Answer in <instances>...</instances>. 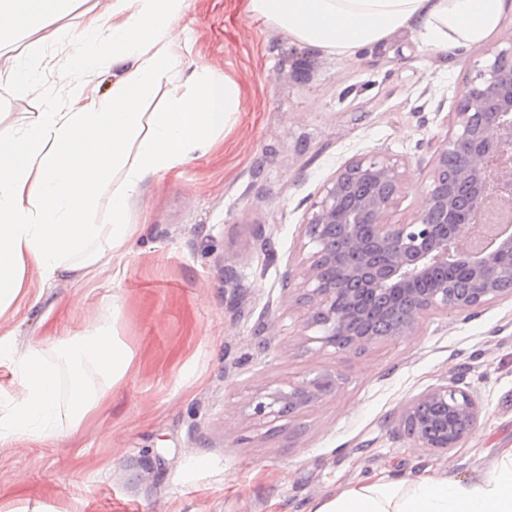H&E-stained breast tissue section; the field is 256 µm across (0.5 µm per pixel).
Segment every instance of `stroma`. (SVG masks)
Instances as JSON below:
<instances>
[{
  "mask_svg": "<svg viewBox=\"0 0 512 512\" xmlns=\"http://www.w3.org/2000/svg\"><path fill=\"white\" fill-rule=\"evenodd\" d=\"M111 22L108 0H75L47 15L53 40L28 29L0 58L40 51L46 100L16 97L0 75V132L48 106L68 84L108 95L122 66L82 67L84 12ZM168 53L180 64L143 106L159 112L173 84L211 75L239 90L234 124L212 148L161 172L126 214L137 230L88 282L42 284L37 305L9 323L16 351L36 337L79 336L108 320L133 360L125 378L71 439L0 445V506L48 512H306L307 505L381 473L470 479L512 448V296L448 316L363 353L304 343L297 277L302 226L324 184L352 157L380 155L406 168L389 210L411 222L433 174V152L452 130L466 77L512 33L435 53L411 32L352 57L311 51L250 9V0H188ZM272 335H265V327ZM336 371V394L273 423L249 401L290 377ZM459 378L482 406L459 447L432 453L396 433L407 400Z\"/></svg>",
  "mask_w": 512,
  "mask_h": 512,
  "instance_id": "stroma-1",
  "label": "stroma"
}]
</instances>
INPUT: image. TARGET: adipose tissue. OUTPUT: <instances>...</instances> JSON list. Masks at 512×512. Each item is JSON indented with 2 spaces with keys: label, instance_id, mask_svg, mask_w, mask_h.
I'll list each match as a JSON object with an SVG mask.
<instances>
[{
  "label": "adipose tissue",
  "instance_id": "1",
  "mask_svg": "<svg viewBox=\"0 0 512 512\" xmlns=\"http://www.w3.org/2000/svg\"><path fill=\"white\" fill-rule=\"evenodd\" d=\"M70 3L0 0V41L46 14L65 13ZM186 6L112 0L111 24L88 19L82 59L88 68L108 59L123 66L111 95L71 84L66 111L37 113L0 136V317L26 301V271L46 284L63 275L82 279L108 263L132 235L130 199L161 171L207 152L237 112L236 85L211 78L174 95L167 111L140 109L173 76L164 47ZM251 9L312 50L352 56L404 30L433 51L484 43L498 34L512 0H251ZM104 194L112 221L98 224L92 214ZM131 364L106 321L68 339L39 337L20 355L11 332L1 333L0 367L19 375L21 391L0 416V442L74 435ZM308 512H512V448L473 480L370 477L318 499Z\"/></svg>",
  "mask_w": 512,
  "mask_h": 512
}]
</instances>
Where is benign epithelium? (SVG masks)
<instances>
[{
  "label": "benign epithelium",
  "mask_w": 512,
  "mask_h": 512,
  "mask_svg": "<svg viewBox=\"0 0 512 512\" xmlns=\"http://www.w3.org/2000/svg\"><path fill=\"white\" fill-rule=\"evenodd\" d=\"M475 70L453 112V131L436 149L425 205L408 224L386 214L404 182L399 165L357 156L324 185L303 227L311 245L299 268L297 303L307 307L300 336L350 353L416 332L430 315L462 312L512 296V235L480 251L460 246L470 213L492 198L512 200V35ZM468 274L448 286V270ZM320 335L311 337L307 331ZM340 375L288 378L249 403L270 423L335 394ZM481 408L456 380L406 401L395 430L417 448L458 447L476 428Z\"/></svg>",
  "instance_id": "7a95c632"
}]
</instances>
